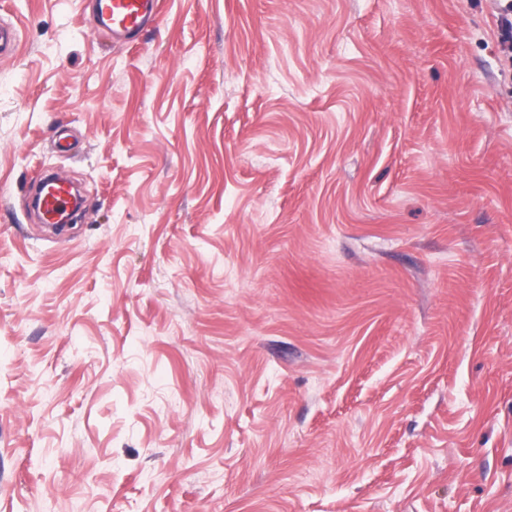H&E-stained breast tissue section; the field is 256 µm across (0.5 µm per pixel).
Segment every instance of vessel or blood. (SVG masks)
I'll use <instances>...</instances> for the list:
<instances>
[{
    "mask_svg": "<svg viewBox=\"0 0 512 512\" xmlns=\"http://www.w3.org/2000/svg\"><path fill=\"white\" fill-rule=\"evenodd\" d=\"M162 0H95V28L112 42L138 43L141 36L155 29L160 21ZM42 223H55L74 206L66 177H43L34 188Z\"/></svg>",
    "mask_w": 512,
    "mask_h": 512,
    "instance_id": "vessel-or-blood-1",
    "label": "vessel or blood"
}]
</instances>
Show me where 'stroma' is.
<instances>
[{
	"mask_svg": "<svg viewBox=\"0 0 512 512\" xmlns=\"http://www.w3.org/2000/svg\"><path fill=\"white\" fill-rule=\"evenodd\" d=\"M88 2L0 0V512H512L498 0ZM95 29L113 43L135 44L158 27L161 0H94ZM38 199V214L43 224H59L56 218L74 207L73 195L66 177L55 173L43 177L34 187Z\"/></svg>",
	"mask_w": 512,
	"mask_h": 512,
	"instance_id": "stroma-1",
	"label": "stroma"
}]
</instances>
